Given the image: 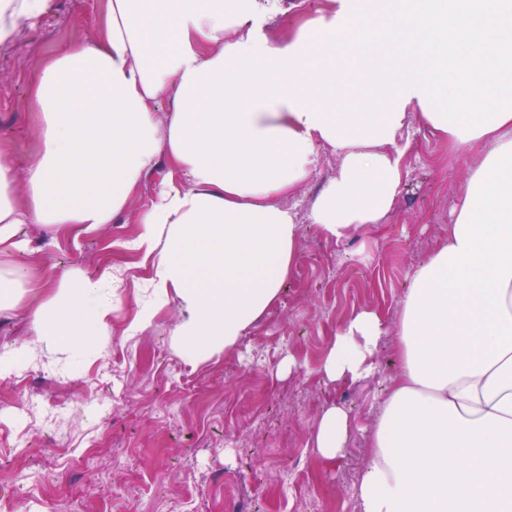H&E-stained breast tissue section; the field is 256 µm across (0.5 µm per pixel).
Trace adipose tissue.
I'll return each mask as SVG.
<instances>
[{
    "label": "adipose tissue",
    "mask_w": 512,
    "mask_h": 512,
    "mask_svg": "<svg viewBox=\"0 0 512 512\" xmlns=\"http://www.w3.org/2000/svg\"><path fill=\"white\" fill-rule=\"evenodd\" d=\"M286 42L261 37L284 0H106L103 34L48 59L30 105L40 149L24 177L0 160V249L19 228L119 216L160 163L188 181L156 192L134 241L152 260L136 330L177 299L181 355L233 349L277 301L298 217L278 204L339 160L308 219L342 240L391 212L411 111L459 147L483 146L447 238L416 268L395 318L391 379L355 497L359 512H512V0H340ZM171 108L159 116L158 105ZM116 275L64 274L41 329L0 352V378L47 352L100 357ZM384 334L355 312L318 367L331 382L374 370ZM349 416L312 437L340 456Z\"/></svg>",
    "instance_id": "1"
}]
</instances>
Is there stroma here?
Wrapping results in <instances>:
<instances>
[{"instance_id":"stroma-1","label":"stroma","mask_w":512,"mask_h":512,"mask_svg":"<svg viewBox=\"0 0 512 512\" xmlns=\"http://www.w3.org/2000/svg\"><path fill=\"white\" fill-rule=\"evenodd\" d=\"M288 13L264 23L263 38L331 15L336 0H285ZM106 0H48L37 18L14 21L0 42V157L24 172L39 147L29 100L44 62L74 43L101 37ZM403 181L394 212L338 241L300 223L295 264L278 301L236 348L191 365L174 330L177 301L133 334L151 262L126 249L149 211L156 186L173 177L161 165L112 223L83 233L72 226L43 234L22 225L27 251L0 253V267L26 271L31 291L0 310V351L33 338L35 308L62 276L120 271L104 355L60 354L56 369L35 363L0 379V512H357L355 487L369 458L377 406L398 369L391 326L414 269L448 234L467 173L482 148L457 149L420 115L404 132ZM369 309L387 327L377 371L361 382L328 384L316 368L352 312ZM291 373L277 371L285 356ZM343 407L348 444L328 465L308 442L323 410Z\"/></svg>"}]
</instances>
